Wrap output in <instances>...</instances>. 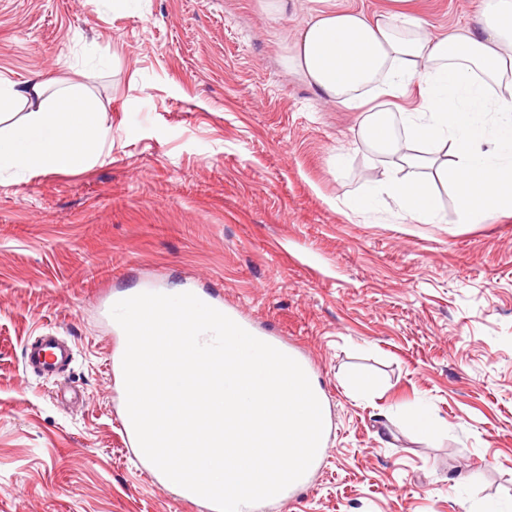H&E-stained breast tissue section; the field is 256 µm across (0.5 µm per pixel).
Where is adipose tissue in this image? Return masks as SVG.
Instances as JSON below:
<instances>
[{
	"label": "adipose tissue",
	"mask_w": 512,
	"mask_h": 512,
	"mask_svg": "<svg viewBox=\"0 0 512 512\" xmlns=\"http://www.w3.org/2000/svg\"><path fill=\"white\" fill-rule=\"evenodd\" d=\"M288 65L324 99L363 113V142L395 158L352 208L377 207L384 195L402 218L433 223L442 218L441 182L453 187L463 220L512 208V0H483L474 26L439 37L406 13L322 10L301 28ZM414 85L422 102L403 113L400 140L381 102ZM17 103L27 113L0 129V172L83 171L101 156L108 129L84 94L50 79L0 82V111ZM440 145L454 164L433 156ZM406 168L417 181L401 178Z\"/></svg>",
	"instance_id": "obj_1"
}]
</instances>
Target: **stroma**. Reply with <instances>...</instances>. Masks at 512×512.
<instances>
[{"label": "stroma", "mask_w": 512, "mask_h": 512, "mask_svg": "<svg viewBox=\"0 0 512 512\" xmlns=\"http://www.w3.org/2000/svg\"><path fill=\"white\" fill-rule=\"evenodd\" d=\"M397 7L0 0V81L82 86L110 130L82 172L0 176V512H206L151 484L115 423L122 333L104 298L145 288L198 291L288 338L322 392L308 486L260 512H512V210L462 221L442 185L444 223L352 211L387 165L362 113L285 62L317 10ZM408 7L439 36L473 26L482 0ZM48 328L76 351L57 383L23 367ZM419 402L432 434L401 416Z\"/></svg>", "instance_id": "1"}]
</instances>
